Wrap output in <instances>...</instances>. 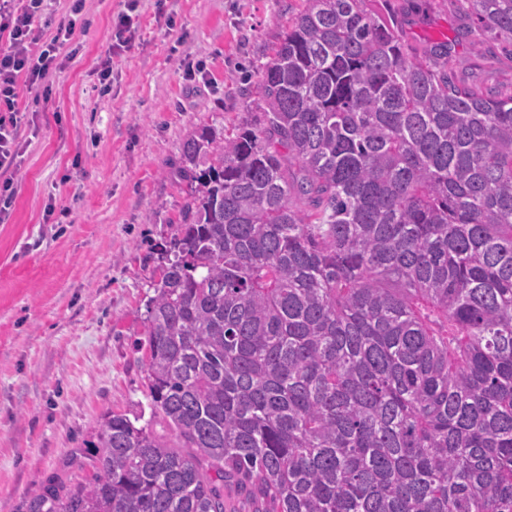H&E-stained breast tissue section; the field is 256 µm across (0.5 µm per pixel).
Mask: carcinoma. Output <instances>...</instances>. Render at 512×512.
Listing matches in <instances>:
<instances>
[{"mask_svg":"<svg viewBox=\"0 0 512 512\" xmlns=\"http://www.w3.org/2000/svg\"><path fill=\"white\" fill-rule=\"evenodd\" d=\"M373 2L306 0L260 123L184 143L144 357L168 433L108 415L93 481L20 512H512V92ZM458 2L512 52V0Z\"/></svg>","mask_w":512,"mask_h":512,"instance_id":"obj_1","label":"carcinoma"}]
</instances>
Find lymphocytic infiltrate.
Returning a JSON list of instances; mask_svg holds the SVG:
<instances>
[{"instance_id":"1","label":"lymphocytic infiltrate","mask_w":512,"mask_h":512,"mask_svg":"<svg viewBox=\"0 0 512 512\" xmlns=\"http://www.w3.org/2000/svg\"><path fill=\"white\" fill-rule=\"evenodd\" d=\"M84 0H71L70 16L51 38H44L42 19L46 0H0V220H5L14 198L10 174L22 161L18 130L21 82L37 84L58 67V51L71 40Z\"/></svg>"}]
</instances>
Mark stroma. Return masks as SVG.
Wrapping results in <instances>:
<instances>
[{
  "label": "stroma",
  "mask_w": 512,
  "mask_h": 512,
  "mask_svg": "<svg viewBox=\"0 0 512 512\" xmlns=\"http://www.w3.org/2000/svg\"><path fill=\"white\" fill-rule=\"evenodd\" d=\"M306 0H139L133 47L96 73L121 0H85L49 83L20 87L25 153L0 223V512L50 477L84 482L108 413L148 423L147 304L183 203L184 142L260 117L257 81ZM416 47L448 42L458 81L512 86L456 0H388ZM174 26H167L166 17ZM201 62L206 81L185 77Z\"/></svg>",
  "instance_id": "1"
}]
</instances>
